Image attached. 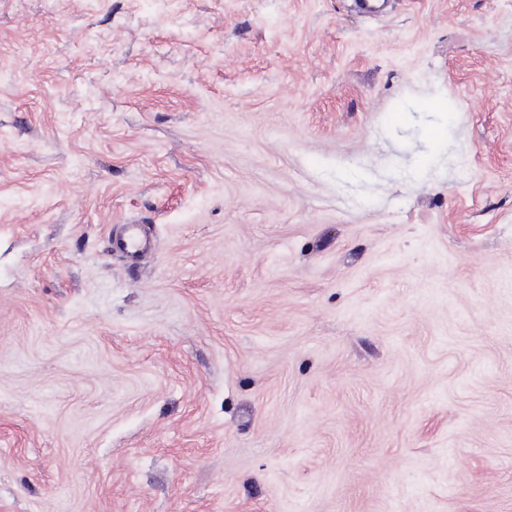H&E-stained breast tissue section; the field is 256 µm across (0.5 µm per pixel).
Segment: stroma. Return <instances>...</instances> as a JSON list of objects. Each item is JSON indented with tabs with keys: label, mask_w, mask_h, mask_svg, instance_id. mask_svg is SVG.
<instances>
[{
	"label": "stroma",
	"mask_w": 512,
	"mask_h": 512,
	"mask_svg": "<svg viewBox=\"0 0 512 512\" xmlns=\"http://www.w3.org/2000/svg\"><path fill=\"white\" fill-rule=\"evenodd\" d=\"M352 5L0 0V512H512V0ZM113 245L126 252L129 256L135 257L153 248L152 237L139 224H128L124 229L122 240L113 242Z\"/></svg>",
	"instance_id": "obj_1"
}]
</instances>
